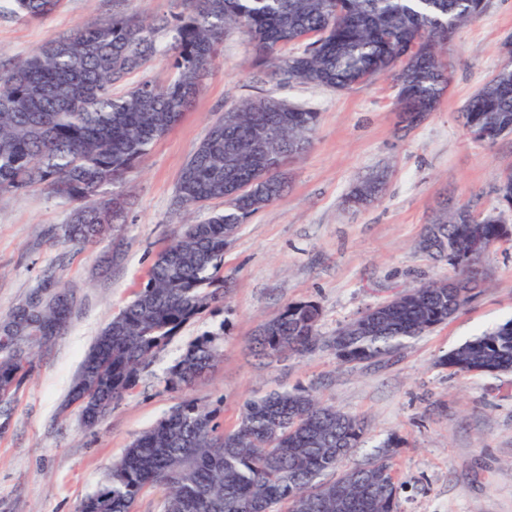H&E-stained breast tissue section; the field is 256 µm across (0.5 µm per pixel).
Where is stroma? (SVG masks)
Returning a JSON list of instances; mask_svg holds the SVG:
<instances>
[{"instance_id": "stroma-1", "label": "stroma", "mask_w": 512, "mask_h": 512, "mask_svg": "<svg viewBox=\"0 0 512 512\" xmlns=\"http://www.w3.org/2000/svg\"><path fill=\"white\" fill-rule=\"evenodd\" d=\"M173 0H61L49 16L25 20L0 12V68L24 61L47 39L114 12L156 19ZM512 38V0H491L477 21L449 39L450 82L435 112L404 127L391 76L343 91L280 88L258 72L243 37L224 38L192 108L154 141L127 176L132 195L124 223L91 246L59 242L70 204L34 189L0 196V317L47 276L76 292L72 323L46 348L17 392L0 433V512H76L133 438L184 399L220 405L233 428L247 398L272 389H311L336 409L364 419L358 466L390 437L402 484L400 512H512V372L450 373L449 350L512 319V245L493 248L479 286L447 323L409 340L381 364H345L319 346L302 356L264 359L250 347L258 325L285 304L314 301L319 333L333 336L357 312L422 282L454 276L418 248L441 205L497 204L500 177L512 171V135L474 142L459 115L500 63ZM268 94L309 102L319 121L308 151L287 161V193L243 224L224 250L228 298L185 325L142 372L138 386L99 425L86 427L67 395L94 338L133 297L155 256L189 218L176 209L179 173L209 125L244 98ZM375 171L388 174L383 197L348 206L350 190ZM224 330V357L183 391L166 387L169 367L203 332Z\"/></svg>"}]
</instances>
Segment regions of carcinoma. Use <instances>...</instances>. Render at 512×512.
I'll return each instance as SVG.
<instances>
[{"label": "carcinoma", "instance_id": "obj_1", "mask_svg": "<svg viewBox=\"0 0 512 512\" xmlns=\"http://www.w3.org/2000/svg\"><path fill=\"white\" fill-rule=\"evenodd\" d=\"M490 0H177L180 11L152 21L114 14L47 40L21 63L0 69V195L43 189L73 205L60 242L85 246L122 217L126 176L148 147L189 110L202 79L230 33L242 34L255 62L282 87L348 89L381 74L397 86L396 105L418 124L435 111L449 83L442 46L479 19ZM59 0H10L27 20L51 14ZM291 47L286 55L283 49ZM504 62L462 112L470 137L493 144L512 133V44ZM172 71L163 87L149 80L116 96L112 88L155 56ZM319 112L267 96L247 98L214 121L183 167L175 191L182 208L220 200L224 209L182 225L155 257L146 282L102 329L71 387L78 409L86 396L110 407L136 388L141 370L190 321L225 297L224 248L241 225L281 201L286 181L267 177L254 144L266 137L272 158L311 145ZM387 174L360 181L347 202L367 207L386 190ZM500 204L512 205V172L501 176ZM464 208L440 210L420 249L445 261L448 280L412 287L367 308L328 339L343 363L383 362L408 339L448 321L467 303L484 253L512 241V224L493 211L469 224ZM73 298L53 278L0 318V430L39 352L67 327ZM320 306L290 302L261 323L251 349L268 358L302 355L322 342ZM224 356V329L192 340L168 369L166 387L183 391ZM455 373L512 371V323L442 355ZM218 410L184 399L140 433L112 464L105 482L78 512H135L149 488L166 490L163 512H398L402 485L386 445L367 463L341 468L336 449L351 452L364 422L312 391L286 388L248 399L231 431Z\"/></svg>", "mask_w": 512, "mask_h": 512}]
</instances>
